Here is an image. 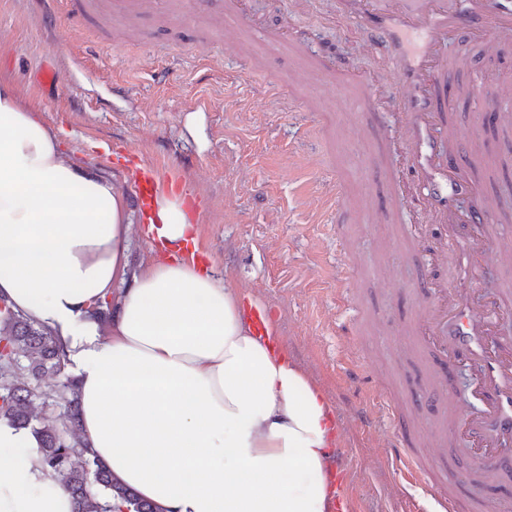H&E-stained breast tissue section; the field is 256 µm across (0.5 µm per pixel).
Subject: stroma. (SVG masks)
<instances>
[{"instance_id":"obj_1","label":"stroma","mask_w":512,"mask_h":512,"mask_svg":"<svg viewBox=\"0 0 512 512\" xmlns=\"http://www.w3.org/2000/svg\"><path fill=\"white\" fill-rule=\"evenodd\" d=\"M110 27L50 21L40 0H0V78L55 131L65 154L134 190V167L113 149L161 165L192 200L202 263L237 293L261 298L289 358L336 412L358 512H435L385 449V401L414 391L422 364L400 349L397 330L411 305L417 266L396 246L397 227L361 213L336 221L318 185L342 183L348 200L376 199L396 156L375 162L372 113L295 55L255 39L226 42L220 0H179L128 13L113 0ZM268 29L288 22L310 32L313 50L346 66L381 71V51L361 29L334 21L336 0H255ZM382 73V71H381ZM299 86L308 112H276L265 92ZM379 92L396 98L391 74ZM490 193L498 221L512 227V135L486 131ZM344 268L349 288L336 285ZM369 369L380 388L351 383ZM366 410L369 423L355 417Z\"/></svg>"}]
</instances>
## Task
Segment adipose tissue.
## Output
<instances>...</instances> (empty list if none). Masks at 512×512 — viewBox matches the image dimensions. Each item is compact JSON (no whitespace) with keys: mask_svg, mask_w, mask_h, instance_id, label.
I'll return each mask as SVG.
<instances>
[{"mask_svg":"<svg viewBox=\"0 0 512 512\" xmlns=\"http://www.w3.org/2000/svg\"><path fill=\"white\" fill-rule=\"evenodd\" d=\"M129 271L125 194L73 164L0 80V297L80 365L81 436L162 512H326L335 414L286 353L249 331L234 287L177 260L194 245L175 192ZM116 299L99 333L93 308ZM34 435L0 424V512H76Z\"/></svg>","mask_w":512,"mask_h":512,"instance_id":"ef3b65f1","label":"adipose tissue"}]
</instances>
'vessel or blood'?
<instances>
[{
    "label": "vessel or blood",
    "mask_w": 512,
    "mask_h": 512,
    "mask_svg": "<svg viewBox=\"0 0 512 512\" xmlns=\"http://www.w3.org/2000/svg\"><path fill=\"white\" fill-rule=\"evenodd\" d=\"M339 12L358 21L364 41L393 54L399 96L373 90L369 73L322 57L318 67L337 89L356 96L373 113L381 153H397L401 166L385 175L388 204L379 213L400 223L412 208L418 228L404 231L402 244L422 270L414 310L400 333L408 349L426 362L414 397L437 407L417 448L393 444L392 452L409 479L433 491L443 512H505L496 488L512 484V229L495 223L500 206L471 173L487 142L480 131H464L452 103L479 91V84L449 80L462 63L461 44L490 51L512 38V0H338ZM69 18L100 23L96 0H67ZM224 11L239 30L299 49L288 25L270 31L253 0H224ZM161 187L158 171L139 169L135 203L151 209ZM464 362L475 372L479 410L461 407L454 369ZM456 451L467 462L458 475L448 458ZM439 459L430 468L428 458ZM486 487L482 497H466L463 484Z\"/></svg>",
    "instance_id": "obj_1"
}]
</instances>
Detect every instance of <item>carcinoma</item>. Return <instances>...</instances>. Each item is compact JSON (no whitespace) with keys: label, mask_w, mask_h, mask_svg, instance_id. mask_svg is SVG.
I'll list each match as a JSON object with an SVG mask.
<instances>
[{"label":"carcinoma","mask_w":512,"mask_h":512,"mask_svg":"<svg viewBox=\"0 0 512 512\" xmlns=\"http://www.w3.org/2000/svg\"><path fill=\"white\" fill-rule=\"evenodd\" d=\"M67 362V355L45 327L12 312L0 320V421L32 428L42 465L60 478L78 504V512H160L154 503L110 477L81 439L75 379H66L50 392L39 390L40 378L60 373ZM38 400L42 407L57 411L53 424L32 426ZM104 498L119 505H103Z\"/></svg>","instance_id":"1"}]
</instances>
